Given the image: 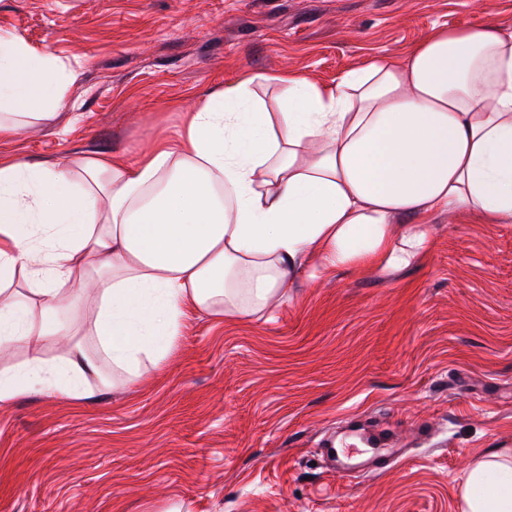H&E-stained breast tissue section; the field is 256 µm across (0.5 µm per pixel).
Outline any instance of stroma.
Returning <instances> with one entry per match:
<instances>
[{
  "instance_id": "obj_1",
  "label": "stroma",
  "mask_w": 512,
  "mask_h": 512,
  "mask_svg": "<svg viewBox=\"0 0 512 512\" xmlns=\"http://www.w3.org/2000/svg\"><path fill=\"white\" fill-rule=\"evenodd\" d=\"M512 25V0H0V32L72 68L31 162L135 159L258 73L335 87L435 27ZM388 272H298L274 313L190 315L170 354L90 400L0 404V512H462L467 461L512 455V223L433 213ZM405 450L332 473L369 424Z\"/></svg>"
}]
</instances>
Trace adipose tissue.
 <instances>
[{
    "instance_id": "1",
    "label": "adipose tissue",
    "mask_w": 512,
    "mask_h": 512,
    "mask_svg": "<svg viewBox=\"0 0 512 512\" xmlns=\"http://www.w3.org/2000/svg\"><path fill=\"white\" fill-rule=\"evenodd\" d=\"M72 77L1 33L0 141L52 119ZM258 84L278 88L281 111ZM447 210L512 223V26L432 29L332 89L253 75L133 164L0 158V353H25L0 371V403L93 397L104 367L164 360L189 312L265 310L303 267L408 266L428 242L421 220ZM404 215L416 225L394 233ZM71 282L89 321L69 315ZM49 342L62 358L43 356ZM462 499L464 512H512V462H472Z\"/></svg>"
}]
</instances>
